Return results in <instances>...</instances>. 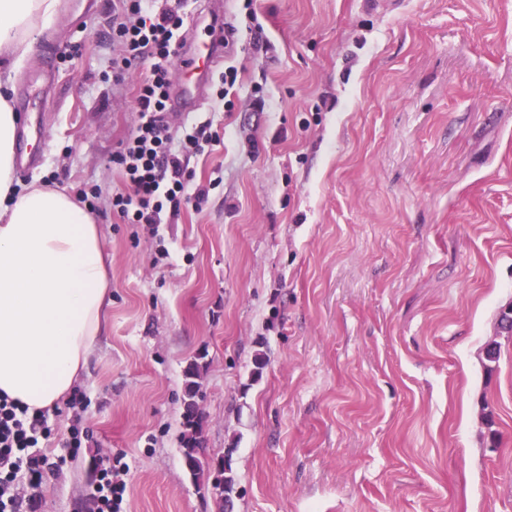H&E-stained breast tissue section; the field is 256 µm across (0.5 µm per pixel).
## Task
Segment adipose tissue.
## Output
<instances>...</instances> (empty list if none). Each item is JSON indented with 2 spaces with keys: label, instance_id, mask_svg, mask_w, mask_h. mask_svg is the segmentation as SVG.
<instances>
[{
  "label": "adipose tissue",
  "instance_id": "ef3b65f1",
  "mask_svg": "<svg viewBox=\"0 0 512 512\" xmlns=\"http://www.w3.org/2000/svg\"><path fill=\"white\" fill-rule=\"evenodd\" d=\"M60 0H0V396L30 411L72 394L101 334L110 281L99 228L66 189L14 186L13 72Z\"/></svg>",
  "mask_w": 512,
  "mask_h": 512
}]
</instances>
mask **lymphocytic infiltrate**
<instances>
[{
  "mask_svg": "<svg viewBox=\"0 0 512 512\" xmlns=\"http://www.w3.org/2000/svg\"><path fill=\"white\" fill-rule=\"evenodd\" d=\"M155 0H120L112 19V35L118 52L112 60L114 74H122L141 62L150 69L135 92L138 124L119 144L113 161L122 170L126 190L112 197V209L127 224H159L165 214H177L189 201L193 155L219 145L221 136L211 122L200 123L175 142L166 123L171 97V73L178 56L176 32L183 25L181 0L155 9ZM50 430L44 412L0 398V512H20L19 471L41 482L46 456L34 455L40 437Z\"/></svg>",
  "mask_w": 512,
  "mask_h": 512,
  "instance_id": "f902f5d3",
  "label": "lymphocytic infiltrate"
}]
</instances>
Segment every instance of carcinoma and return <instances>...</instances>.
I'll return each instance as SVG.
<instances>
[{"instance_id":"cac0c4a2","label":"carcinoma","mask_w":512,"mask_h":512,"mask_svg":"<svg viewBox=\"0 0 512 512\" xmlns=\"http://www.w3.org/2000/svg\"><path fill=\"white\" fill-rule=\"evenodd\" d=\"M206 354L199 353L184 369L185 390L182 399V435L180 440L183 465L190 476L198 480L203 475L201 459L203 436L202 416L199 411L198 399L200 392L199 379L206 367ZM211 485L220 490V495L230 496L234 489V478L231 469L212 470Z\"/></svg>"}]
</instances>
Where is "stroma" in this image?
<instances>
[{
    "instance_id": "35a3bbf8",
    "label": "stroma",
    "mask_w": 512,
    "mask_h": 512,
    "mask_svg": "<svg viewBox=\"0 0 512 512\" xmlns=\"http://www.w3.org/2000/svg\"><path fill=\"white\" fill-rule=\"evenodd\" d=\"M118 6L60 13L16 72L58 75L29 98L19 184L98 187L112 282L32 512H95L108 452L121 512H219L180 452L200 352L202 455L229 458L232 512H512V0H183L184 49L217 10L238 39L201 110L168 116L222 142L189 161L201 203L156 228L112 212L149 69L112 78Z\"/></svg>"
}]
</instances>
